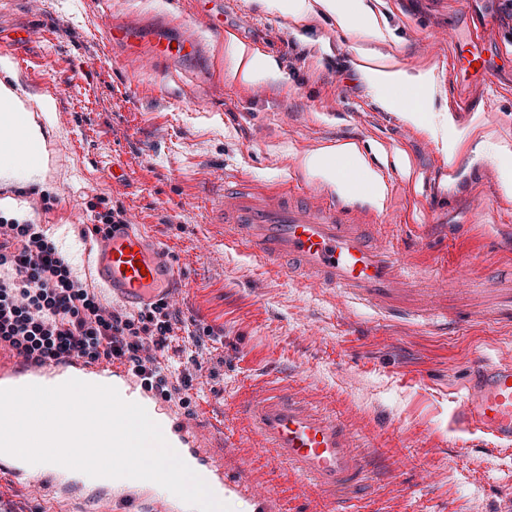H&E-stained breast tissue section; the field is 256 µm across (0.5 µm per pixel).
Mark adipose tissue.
Returning <instances> with one entry per match:
<instances>
[{
  "instance_id": "ef3b65f1",
  "label": "adipose tissue",
  "mask_w": 512,
  "mask_h": 512,
  "mask_svg": "<svg viewBox=\"0 0 512 512\" xmlns=\"http://www.w3.org/2000/svg\"><path fill=\"white\" fill-rule=\"evenodd\" d=\"M332 18L338 27L350 30L365 25L380 31L379 20L368 0H289L288 11L297 18H305L314 10ZM235 66L232 74L242 83L249 84L264 76H278L276 60L253 52L246 45L233 43ZM371 85L382 95L384 106L399 113L409 123L427 119L426 91L432 72L418 69L409 74L383 68L371 70ZM416 95L415 105H406L405 93ZM22 132L31 143L44 145V134L32 112L26 107L15 85L14 75L0 80V140L12 132ZM48 164L47 154H40L32 164L21 165L20 157L0 143V185L14 182L38 184ZM301 164L312 176L332 187L339 195H361L374 204H382L386 197V184L382 175L369 163L360 147L353 142L336 143L306 153Z\"/></svg>"
}]
</instances>
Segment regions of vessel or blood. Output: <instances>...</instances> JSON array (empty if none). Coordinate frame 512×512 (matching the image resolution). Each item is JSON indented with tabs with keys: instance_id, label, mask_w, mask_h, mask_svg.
<instances>
[{
	"instance_id": "obj_1",
	"label": "vessel or blood",
	"mask_w": 512,
	"mask_h": 512,
	"mask_svg": "<svg viewBox=\"0 0 512 512\" xmlns=\"http://www.w3.org/2000/svg\"><path fill=\"white\" fill-rule=\"evenodd\" d=\"M438 46L452 72L468 82H487L502 62L477 31L464 43L456 29H449ZM224 239L277 271L333 289L344 302L368 308L377 318L448 323L444 279L430 280L422 292L410 288L411 266L403 253L370 238L342 208L308 202L298 189L264 190L244 178L225 183ZM90 256L96 282L132 309L172 295L179 285L177 269L139 224H119L108 234L94 235ZM26 367L22 361L1 370L0 387L21 386ZM62 373L125 380L128 370L116 359L88 364L73 356L62 367H41L26 375L35 384ZM241 413L278 463L326 497L328 512H352L353 498L371 477L372 462L348 425L280 383L250 398ZM461 417L469 431L512 444V364L475 359ZM184 443L183 455L194 460L203 479L223 487L227 497L247 494L245 485L225 477L223 466L211 460L198 438L185 437ZM41 482L55 489L47 512H77V501L65 486L48 474Z\"/></svg>"
}]
</instances>
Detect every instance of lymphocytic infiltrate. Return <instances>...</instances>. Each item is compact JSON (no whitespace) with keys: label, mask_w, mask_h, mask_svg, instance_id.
I'll use <instances>...</instances> for the list:
<instances>
[{"label":"lymphocytic infiltrate","mask_w":512,"mask_h":512,"mask_svg":"<svg viewBox=\"0 0 512 512\" xmlns=\"http://www.w3.org/2000/svg\"><path fill=\"white\" fill-rule=\"evenodd\" d=\"M177 322L162 299L134 315L107 309L42 225L0 217V349L40 366L72 355L89 363L123 360L146 390L189 417L186 367L198 359L168 357Z\"/></svg>","instance_id":"lymphocytic-infiltrate-1"}]
</instances>
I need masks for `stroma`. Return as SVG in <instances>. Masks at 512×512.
I'll return each mask as SVG.
<instances>
[{
	"label": "stroma",
	"instance_id": "1",
	"mask_svg": "<svg viewBox=\"0 0 512 512\" xmlns=\"http://www.w3.org/2000/svg\"><path fill=\"white\" fill-rule=\"evenodd\" d=\"M198 2L0 0V36L17 44L11 66L23 90L52 102L43 119L54 158L42 184L0 187L16 202L0 216L42 225L85 282L88 202L121 206L128 223L145 225L180 273L168 299L180 318L170 355L193 348L196 335L205 343L194 417L157 396L151 403L171 426L199 434L231 477L276 491L286 512H323L325 501L272 459L240 414L280 381L333 410L381 460L355 512H512V449L457 418L475 358L512 363V325L488 317L512 292V195L502 189L512 167V0H368L378 35L324 14L297 20L286 0H216L245 44L279 64L277 77L249 85L231 76L218 53L224 34ZM470 17L492 19L488 43L505 54L493 81L473 87L474 111L452 115L456 129L480 127L508 147L476 162L469 145L384 110L356 69L364 55L410 73L429 65L442 108L454 78L435 67L431 37ZM116 23L144 47L136 61L113 41ZM188 33L200 43L194 56L146 52ZM337 141L358 142L383 174L382 206L343 203L406 253L414 285L475 282V293L449 300L458 329L376 321L225 243V179L292 180L332 197L300 158ZM114 165L125 177L113 179Z\"/></svg>",
	"mask_w": 512,
	"mask_h": 512
}]
</instances>
